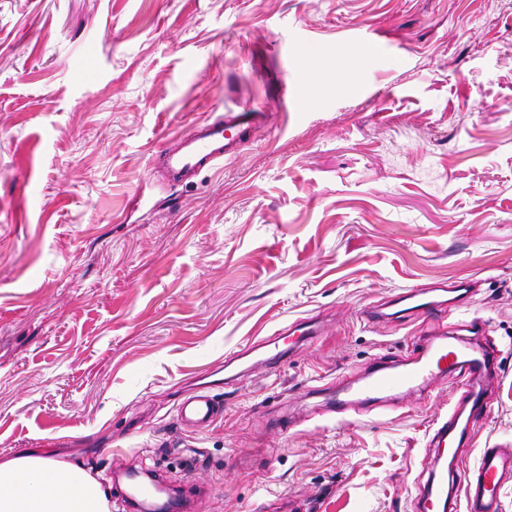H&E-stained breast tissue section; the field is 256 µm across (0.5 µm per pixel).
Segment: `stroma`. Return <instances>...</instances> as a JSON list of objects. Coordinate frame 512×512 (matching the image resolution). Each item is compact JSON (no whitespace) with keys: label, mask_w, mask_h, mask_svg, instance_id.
Wrapping results in <instances>:
<instances>
[{"label":"stroma","mask_w":512,"mask_h":512,"mask_svg":"<svg viewBox=\"0 0 512 512\" xmlns=\"http://www.w3.org/2000/svg\"><path fill=\"white\" fill-rule=\"evenodd\" d=\"M228 107L267 122L169 185L153 152ZM465 279L501 361L471 467L512 452V0H0V460L80 465L111 512L143 465L190 512H417L456 384L328 393L457 321L362 309ZM213 370L224 414L183 430Z\"/></svg>","instance_id":"obj_1"}]
</instances>
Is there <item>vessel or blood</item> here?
Instances as JSON below:
<instances>
[{
    "label": "vessel or blood",
    "instance_id": "vessel-or-blood-1",
    "mask_svg": "<svg viewBox=\"0 0 512 512\" xmlns=\"http://www.w3.org/2000/svg\"><path fill=\"white\" fill-rule=\"evenodd\" d=\"M265 112L251 109L226 110L222 119L205 120L180 135V147L159 150L158 155L172 183H180L206 168L220 165L233 156L244 136L261 125ZM421 292L412 289L395 297V304L413 302L414 309L429 316L438 311L437 300H421ZM498 367L495 351L478 340L454 338L449 342L428 341L409 356L390 362L375 363L359 384H339L332 398L333 405L373 403L387 394L422 391L442 378H452L462 390L448 410L437 417L429 440L443 447L444 453L436 467L455 469L460 448L456 438L467 437V419L480 415L485 404L483 382ZM224 407L207 390H200L178 406V419L184 427L203 430L217 421ZM512 474V454L499 448L481 449L473 469L463 483L438 481L428 484L422 503L424 512H500V496L504 481Z\"/></svg>",
    "mask_w": 512,
    "mask_h": 512
}]
</instances>
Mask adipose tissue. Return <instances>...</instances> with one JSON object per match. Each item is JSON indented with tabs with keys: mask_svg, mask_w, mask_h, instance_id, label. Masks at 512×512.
I'll return each mask as SVG.
<instances>
[{
	"mask_svg": "<svg viewBox=\"0 0 512 512\" xmlns=\"http://www.w3.org/2000/svg\"><path fill=\"white\" fill-rule=\"evenodd\" d=\"M101 485L82 467L50 457L0 461V512H107Z\"/></svg>",
	"mask_w": 512,
	"mask_h": 512,
	"instance_id": "adipose-tissue-1",
	"label": "adipose tissue"
}]
</instances>
